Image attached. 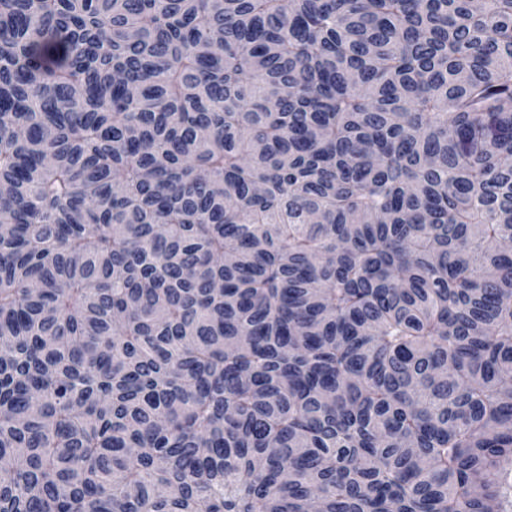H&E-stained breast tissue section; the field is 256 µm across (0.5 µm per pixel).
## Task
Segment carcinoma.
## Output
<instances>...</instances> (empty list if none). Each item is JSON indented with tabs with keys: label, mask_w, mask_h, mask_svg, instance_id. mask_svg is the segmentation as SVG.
<instances>
[{
	"label": "carcinoma",
	"mask_w": 512,
	"mask_h": 512,
	"mask_svg": "<svg viewBox=\"0 0 512 512\" xmlns=\"http://www.w3.org/2000/svg\"><path fill=\"white\" fill-rule=\"evenodd\" d=\"M512 0H0V512H512Z\"/></svg>",
	"instance_id": "cac0c4a2"
}]
</instances>
